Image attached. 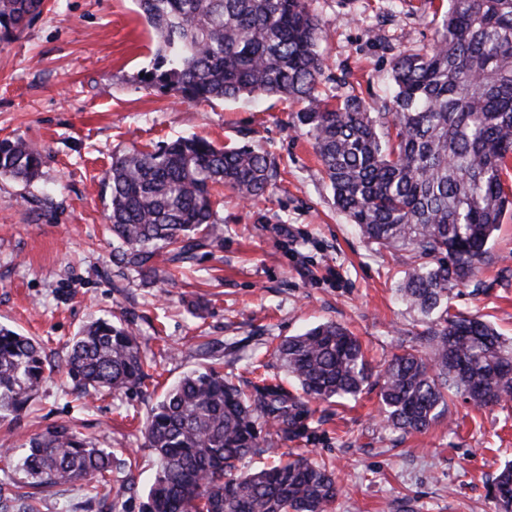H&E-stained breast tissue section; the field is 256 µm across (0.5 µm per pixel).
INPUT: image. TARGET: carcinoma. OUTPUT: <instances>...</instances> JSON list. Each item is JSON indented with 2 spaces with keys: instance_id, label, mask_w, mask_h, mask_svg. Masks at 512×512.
Returning a JSON list of instances; mask_svg holds the SVG:
<instances>
[{
  "instance_id": "carcinoma-1",
  "label": "carcinoma",
  "mask_w": 512,
  "mask_h": 512,
  "mask_svg": "<svg viewBox=\"0 0 512 512\" xmlns=\"http://www.w3.org/2000/svg\"><path fill=\"white\" fill-rule=\"evenodd\" d=\"M156 45L143 81L199 101L287 96L305 103L307 135L336 207L378 249L404 252L398 288L421 315L419 347H402L373 373L360 340L326 322L288 336L274 358L298 386L244 390L223 373L192 371L152 408L142 447L156 468L142 512H328L340 493L329 468L279 445L310 437L311 403L379 386L386 423L420 432L451 397L483 408L512 398V341L483 316L452 313L448 290L474 278L512 200L502 173L512 157V0H448L434 44L399 54L382 111L349 96L337 105L319 84L325 30L307 0H137ZM44 0H0V41L39 16ZM44 150L0 139V176L30 183ZM279 176L268 154L217 147L198 136L112 157L105 181L116 257L141 271L160 250L188 254L219 242L216 196L229 187L264 196ZM138 336L99 319L72 338L63 368L82 396L143 390L149 378ZM53 366L40 343L0 325V419H20ZM271 466L240 471L251 457ZM26 482L0 499L40 512L41 494L89 478L93 498L117 504L127 483L109 479L112 452L70 424L33 435L18 460ZM512 512V463L488 489Z\"/></svg>"
}]
</instances>
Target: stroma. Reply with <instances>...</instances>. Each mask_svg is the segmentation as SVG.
<instances>
[{
    "instance_id": "stroma-1",
    "label": "stroma",
    "mask_w": 512,
    "mask_h": 512,
    "mask_svg": "<svg viewBox=\"0 0 512 512\" xmlns=\"http://www.w3.org/2000/svg\"><path fill=\"white\" fill-rule=\"evenodd\" d=\"M308 3L326 31L319 90L335 101L383 97L393 59L432 44L442 19L430 0ZM154 54L134 0H45L17 38L0 42V138L45 151L34 184L0 178V324L37 337L57 367L85 324L109 318L135 331L149 363L145 392L83 400L57 369L20 421L0 420V445L76 424L115 453L113 478L134 480L118 512H142L153 461L140 430L183 374L213 366L245 386L257 361L282 377L268 344L328 321L358 336L377 370L399 346L415 345L418 329L395 293L403 264L337 210L309 139L292 127L301 102H201L152 88L141 75ZM188 134L268 153L280 177L254 201L225 190L220 246L132 270L113 251L104 174L113 155ZM448 301L512 337V212L477 277ZM449 413L404 434L383 422L377 388L318 404L302 450L336 469L342 493L330 512H495L487 485L512 462V400L479 410L457 398ZM90 486L49 489L41 512H98Z\"/></svg>"
}]
</instances>
